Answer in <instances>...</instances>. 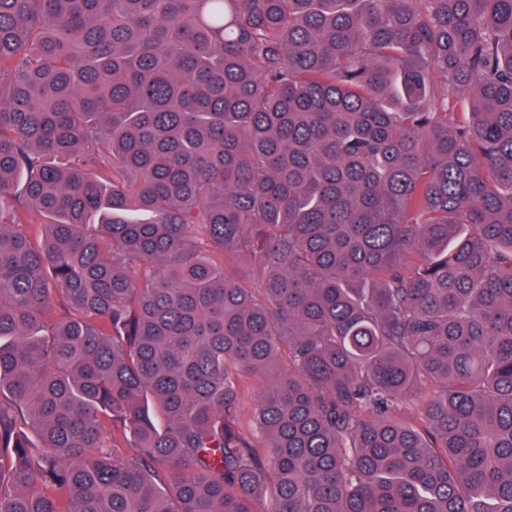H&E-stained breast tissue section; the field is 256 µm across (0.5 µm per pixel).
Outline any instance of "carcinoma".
Returning a JSON list of instances; mask_svg holds the SVG:
<instances>
[{"label":"carcinoma","mask_w":512,"mask_h":512,"mask_svg":"<svg viewBox=\"0 0 512 512\" xmlns=\"http://www.w3.org/2000/svg\"><path fill=\"white\" fill-rule=\"evenodd\" d=\"M270 492L512 512V0H0V512Z\"/></svg>","instance_id":"obj_1"}]
</instances>
